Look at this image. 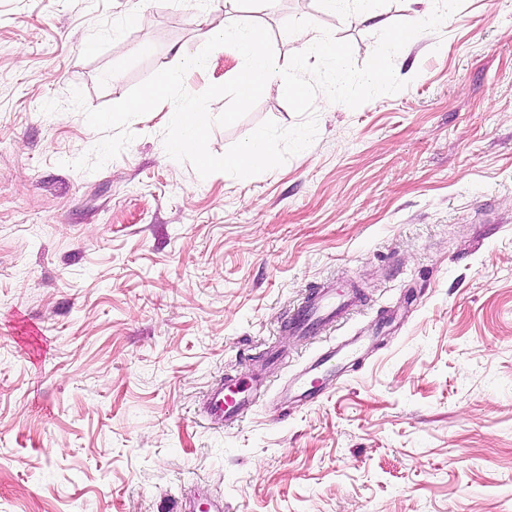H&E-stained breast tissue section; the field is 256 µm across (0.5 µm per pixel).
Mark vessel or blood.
Here are the masks:
<instances>
[{
    "label": "vessel or blood",
    "instance_id": "b4317fda",
    "mask_svg": "<svg viewBox=\"0 0 512 512\" xmlns=\"http://www.w3.org/2000/svg\"><path fill=\"white\" fill-rule=\"evenodd\" d=\"M357 305L353 293L342 292L335 284L326 283L312 289L303 301L288 314V328L300 336H310L317 331L335 326ZM353 343L331 347L319 352L304 368L310 383H317L326 375L333 361L340 355H351ZM269 390L268 380L258 377H241L216 382L208 398L206 415L210 422L231 425L243 421Z\"/></svg>",
    "mask_w": 512,
    "mask_h": 512
}]
</instances>
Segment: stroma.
Masks as SVG:
<instances>
[{
    "label": "stroma",
    "instance_id": "1",
    "mask_svg": "<svg viewBox=\"0 0 512 512\" xmlns=\"http://www.w3.org/2000/svg\"><path fill=\"white\" fill-rule=\"evenodd\" d=\"M342 16L323 0H0V512H512V0L394 60L405 87L358 108L317 97L318 135L266 173L200 177L170 159L165 102L100 170L69 106L123 99L221 20L271 34L308 18L365 63L406 0ZM235 49L189 70L233 78ZM298 116L280 82L214 127L224 154ZM353 289L335 331L282 321L310 288ZM362 337L322 396L279 389ZM287 356L246 420L207 421L221 378Z\"/></svg>",
    "mask_w": 512,
    "mask_h": 512
}]
</instances>
